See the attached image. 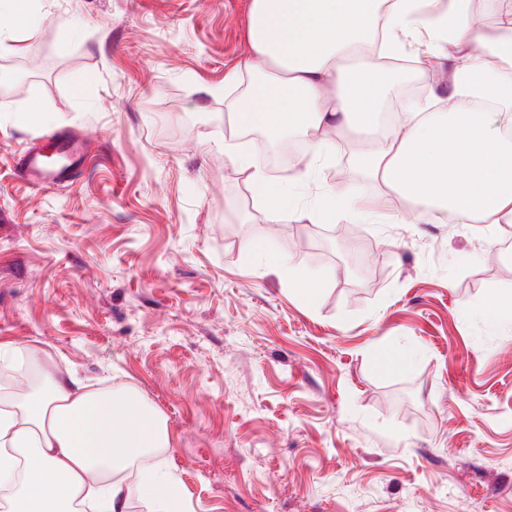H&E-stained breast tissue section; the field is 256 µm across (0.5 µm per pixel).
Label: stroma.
I'll use <instances>...</instances> for the list:
<instances>
[{
  "label": "stroma",
  "mask_w": 512,
  "mask_h": 512,
  "mask_svg": "<svg viewBox=\"0 0 512 512\" xmlns=\"http://www.w3.org/2000/svg\"><path fill=\"white\" fill-rule=\"evenodd\" d=\"M0 50V348L165 417L181 512H512V254L483 224L345 218L362 173L333 137L274 175L273 223L205 95L249 52V0H43ZM38 120L15 117L30 102ZM87 162L33 189L19 155ZM483 314L490 321L511 319L512 294L505 293L489 299L483 307Z\"/></svg>",
  "instance_id": "1"
}]
</instances>
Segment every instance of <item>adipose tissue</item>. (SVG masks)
<instances>
[{
    "instance_id": "adipose-tissue-1",
    "label": "adipose tissue",
    "mask_w": 512,
    "mask_h": 512,
    "mask_svg": "<svg viewBox=\"0 0 512 512\" xmlns=\"http://www.w3.org/2000/svg\"><path fill=\"white\" fill-rule=\"evenodd\" d=\"M468 0H250L248 56L210 95L231 92L235 126L305 142L313 173L330 134L367 130L352 163L378 190L356 216L394 200L417 219L512 224V0H487L495 24ZM414 51L434 80L403 125L380 119L389 85L381 55ZM369 54L371 71L350 59ZM169 445L161 416L133 393L88 390L45 372L20 403L0 409L5 512H178L156 470L132 488L118 475Z\"/></svg>"
}]
</instances>
